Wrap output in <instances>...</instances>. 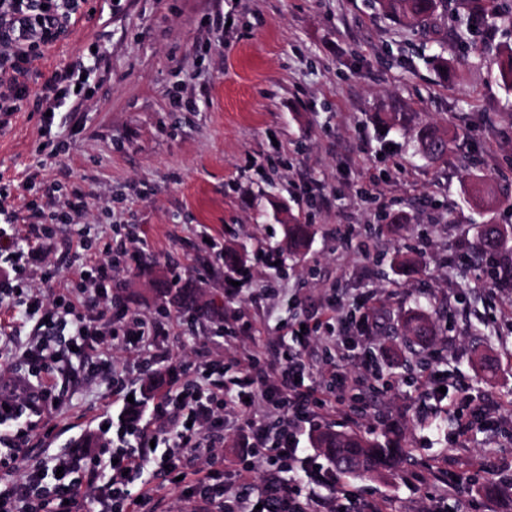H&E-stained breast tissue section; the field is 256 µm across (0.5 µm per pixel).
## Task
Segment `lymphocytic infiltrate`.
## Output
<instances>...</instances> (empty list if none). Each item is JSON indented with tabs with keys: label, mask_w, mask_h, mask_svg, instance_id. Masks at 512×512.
<instances>
[{
	"label": "lymphocytic infiltrate",
	"mask_w": 512,
	"mask_h": 512,
	"mask_svg": "<svg viewBox=\"0 0 512 512\" xmlns=\"http://www.w3.org/2000/svg\"><path fill=\"white\" fill-rule=\"evenodd\" d=\"M80 0H0V115L8 117L29 102L26 79L42 49L52 46L61 32L74 25ZM10 195L8 184L0 185V307L13 322L28 326L29 341L20 352L28 375L12 388L0 390V512H151V496L136 477L151 470L177 479L191 512H383L380 505L365 500L335 469L317 465L309 449L301 445L302 430L312 424L319 410L335 402L356 401L376 360L375 351L361 359L362 373L351 377L330 367L321 386H305L308 373L303 351L312 338L332 340L334 318L306 324L295 348L279 351L272 362L255 356L235 368L225 380L224 365L209 359L203 350L181 365L182 376L152 405L149 425L130 423L131 403H124L121 425L112 441L93 451L69 452L53 459L62 477L49 478L37 467L19 479L12 473L28 432L22 423L30 413L50 410L60 394L51 378L58 356L52 343L73 346L76 356L97 354V371L109 384L112 395H123L112 381L108 354L113 350L138 352L156 346L170 331L167 313L141 316L114 308L109 291L114 277L136 264L144 255L143 239L129 232L110 237L100 256L89 254L72 214L85 207L82 196L58 201L44 223L19 231L15 214L2 206ZM59 232L75 242L74 260L67 274L49 268L48 277L65 278L68 286L53 298L28 285L26 261L30 247H38ZM421 398H436L455 435H463L472 423L484 418L490 404L471 405L445 395L433 385L430 375L413 382ZM262 404L276 416L274 426L253 421L250 411ZM235 415L249 430L251 457L232 474L217 464L224 445V418ZM136 443H127L128 435ZM191 455L199 462L193 476L179 477L176 461ZM313 468L326 493H304L303 483L286 484L278 470ZM268 479L259 492H252L257 471Z\"/></svg>",
	"instance_id": "1"
}]
</instances>
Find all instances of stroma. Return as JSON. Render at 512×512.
Here are the masks:
<instances>
[{"mask_svg": "<svg viewBox=\"0 0 512 512\" xmlns=\"http://www.w3.org/2000/svg\"><path fill=\"white\" fill-rule=\"evenodd\" d=\"M450 15L440 32L413 33L380 14L372 0H84L78 20L28 75L32 94L59 69L94 61L91 98L57 110L51 132L36 107L15 113L0 127V175L21 179L26 200L48 205L47 183L61 197L82 193L87 208L75 223L97 246L109 224H134L156 262L153 278L128 271L115 284L126 289L128 309L151 315L159 305L155 280L177 267L181 285L222 302L228 316L252 322L249 350L267 337L290 334L311 308L327 310L335 297L337 360L354 374L357 339L343 328L362 297L373 296L389 313L390 330L376 337V378L399 385L361 414L339 405L317 419V428L382 434L403 429L408 456L397 471L354 487L392 512H423L425 496L441 478H457L462 493L443 512H512L492 499L484 483L512 470V322L495 314L512 306V294H490L461 255L478 243L476 227L512 228V205L479 206L474 188L488 180L512 198V91L491 66L512 29L495 26L460 39ZM223 11L229 27L215 29ZM97 58H90L91 47ZM462 72L438 84V60ZM190 93L194 110L175 107ZM453 134L447 162L429 163L415 140L428 121ZM60 145L41 160L46 139ZM312 225L303 258L282 257L278 292L253 299L270 275L253 267L237 298L224 294L222 265L201 241L210 234L246 255L281 244L289 218ZM419 256L423 270L402 271L400 255ZM73 247L60 233L30 257L28 280L43 282L46 265L66 270ZM437 312L441 359L428 346L409 344L399 318L417 304ZM165 359L112 355V368L128 391H137L146 366L166 369L185 354L178 334L162 346ZM494 373L484 378L478 356ZM94 360L71 358L60 378L63 404L44 420L51 435L35 431L20 469L66 455L100 423L116 419L118 405L106 385L91 380ZM429 370L464 383L466 396L499 401L495 422L473 424L464 437L448 435L439 412H422L408 379Z\"/></svg>", "mask_w": 512, "mask_h": 512, "instance_id": "1", "label": "stroma"}]
</instances>
